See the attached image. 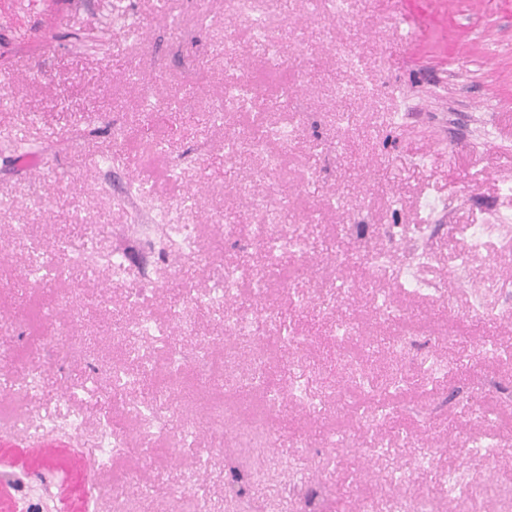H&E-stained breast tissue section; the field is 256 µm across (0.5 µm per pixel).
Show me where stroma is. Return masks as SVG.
Returning a JSON list of instances; mask_svg holds the SVG:
<instances>
[{"label":"stroma","mask_w":512,"mask_h":512,"mask_svg":"<svg viewBox=\"0 0 512 512\" xmlns=\"http://www.w3.org/2000/svg\"><path fill=\"white\" fill-rule=\"evenodd\" d=\"M181 224L193 254L158 242ZM107 420L128 452L92 471ZM228 457L332 512H512V0H0V512L91 485L98 512H176L188 480L238 512ZM132 479L173 494L115 497Z\"/></svg>","instance_id":"35a3bbf8"}]
</instances>
